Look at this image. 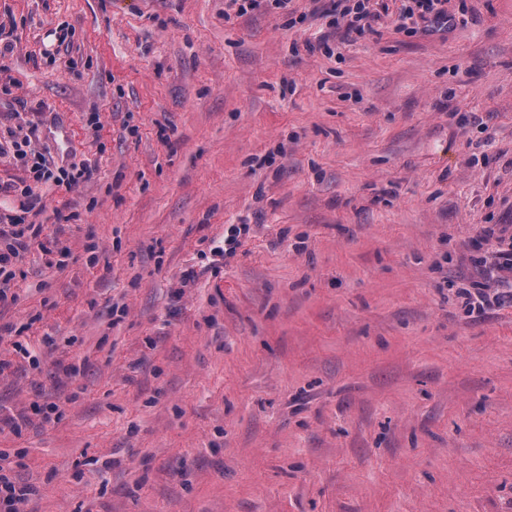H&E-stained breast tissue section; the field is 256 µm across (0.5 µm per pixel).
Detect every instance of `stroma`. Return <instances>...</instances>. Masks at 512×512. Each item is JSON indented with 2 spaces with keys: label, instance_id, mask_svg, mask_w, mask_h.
I'll list each match as a JSON object with an SVG mask.
<instances>
[{
  "label": "stroma",
  "instance_id": "1",
  "mask_svg": "<svg viewBox=\"0 0 512 512\" xmlns=\"http://www.w3.org/2000/svg\"><path fill=\"white\" fill-rule=\"evenodd\" d=\"M404 3L0 0V143L52 174L0 303L23 512H512V279L464 296L512 236V0ZM411 5L407 7V14L413 16L418 13L423 23L432 21L440 25L448 23V0H407ZM340 15L342 18H347L345 26L347 37L351 33L360 35L365 29H373L372 24L380 19L378 14L368 12L362 4H358L354 10L345 6L344 9L340 10Z\"/></svg>",
  "mask_w": 512,
  "mask_h": 512
}]
</instances>
